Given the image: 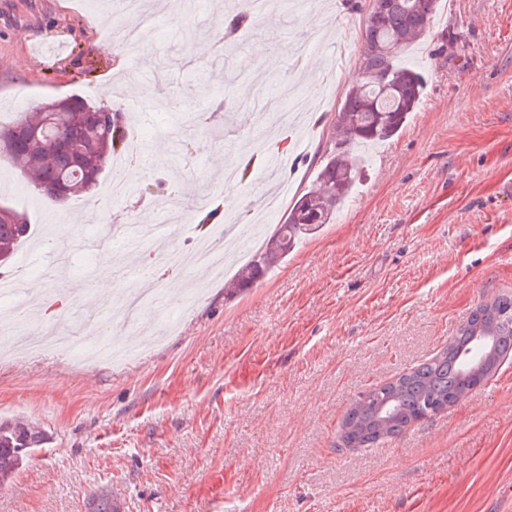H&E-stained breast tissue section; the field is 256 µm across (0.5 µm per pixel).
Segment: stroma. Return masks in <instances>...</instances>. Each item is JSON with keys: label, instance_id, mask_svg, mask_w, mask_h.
<instances>
[{"label": "stroma", "instance_id": "1", "mask_svg": "<svg viewBox=\"0 0 512 512\" xmlns=\"http://www.w3.org/2000/svg\"><path fill=\"white\" fill-rule=\"evenodd\" d=\"M0 120L32 101L77 94L123 108L156 84L178 110L139 118L149 152L138 180L108 206L109 222L164 220L176 196V247L207 212L247 224L255 176L226 191L224 168L260 125L263 104L295 88L316 108L298 171L272 217L284 221L307 191L346 92L360 68L365 14L341 0L277 7L261 27L225 42L224 15L250 0H146L160 33L149 50L105 53L114 29L135 22L122 0H0ZM199 50L187 52L184 33ZM322 33V53L304 48ZM426 79L423 97L392 139L370 150L365 175L335 223L302 240L252 287L234 272L204 281L178 305H147L82 319L76 300L50 288L41 319L76 343L96 326L135 341L140 323L159 338L128 363L73 360L60 348L0 360V419L44 431L42 448L0 486V512H88L95 495L125 512H512V360L433 418L368 448L342 447L340 422L362 392L436 355L477 305L512 292V0H443L431 34L406 51ZM0 204L42 237L48 207L0 159ZM112 243L77 284L113 281Z\"/></svg>", "mask_w": 512, "mask_h": 512}]
</instances>
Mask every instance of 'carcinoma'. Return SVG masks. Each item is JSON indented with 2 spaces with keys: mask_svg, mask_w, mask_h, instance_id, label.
<instances>
[{
  "mask_svg": "<svg viewBox=\"0 0 512 512\" xmlns=\"http://www.w3.org/2000/svg\"><path fill=\"white\" fill-rule=\"evenodd\" d=\"M438 0H379L365 16L362 38V82L342 98L313 187L298 197L284 222L277 225L262 256L243 266L237 281L247 288L283 261L305 235L330 224L364 172L356 148L394 137L418 107L424 93L422 72L401 59L402 51L430 30ZM86 101L71 97L65 111L23 112L0 130L24 124L38 130L15 156L6 160L20 173L30 171L45 182L62 186L68 196L95 186L109 170L112 154L125 143L115 126L93 128L95 142L111 141L100 159L90 152L78 160L58 144L57 127L82 112ZM31 224L0 220V252L15 256L30 234ZM512 357V293H500L478 306L435 357L396 381L362 393L349 406L340 427L343 443L364 448L399 434L409 424L430 419L465 398L493 377ZM45 441V435L20 421L0 422V483L8 481ZM92 512H124L109 494L92 500Z\"/></svg>",
  "mask_w": 512,
  "mask_h": 512,
  "instance_id": "1",
  "label": "carcinoma"
}]
</instances>
